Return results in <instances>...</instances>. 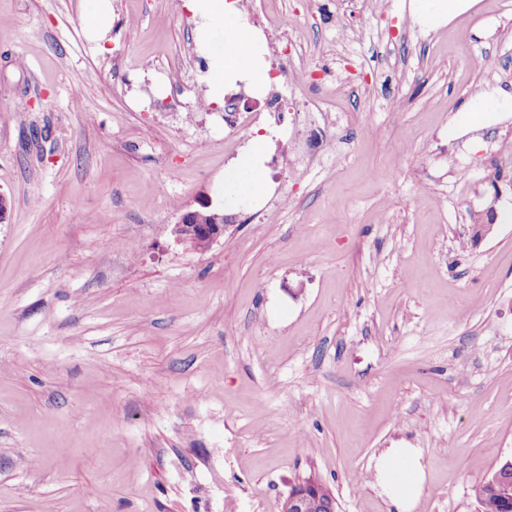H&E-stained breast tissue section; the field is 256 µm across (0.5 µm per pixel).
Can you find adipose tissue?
<instances>
[{
  "label": "adipose tissue",
  "mask_w": 512,
  "mask_h": 512,
  "mask_svg": "<svg viewBox=\"0 0 512 512\" xmlns=\"http://www.w3.org/2000/svg\"><path fill=\"white\" fill-rule=\"evenodd\" d=\"M478 0H407L409 16L421 28L436 30L470 12ZM197 51L207 67L208 95L221 101L227 89L244 83L247 90L261 92L268 82L256 35L242 22L233 0H189ZM223 26L224 40L216 42L213 32ZM264 150L255 140L250 150L224 173V189L233 199L259 195L264 184L258 158ZM376 484L397 512H414L423 492L425 471L417 448H389L376 460Z\"/></svg>",
  "instance_id": "adipose-tissue-1"
}]
</instances>
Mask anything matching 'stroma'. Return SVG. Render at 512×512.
<instances>
[{
    "instance_id": "stroma-1",
    "label": "stroma",
    "mask_w": 512,
    "mask_h": 512,
    "mask_svg": "<svg viewBox=\"0 0 512 512\" xmlns=\"http://www.w3.org/2000/svg\"><path fill=\"white\" fill-rule=\"evenodd\" d=\"M276 2L317 84L288 88L267 38L240 105L329 112L337 147L285 171L321 130L248 128L265 185L229 207L219 113L149 106L206 94L186 5L112 0L100 45L91 0H0V512H279L312 472L336 512H395L388 448L423 453L415 512H477L512 457V112L458 121L512 93V12L426 31L402 0ZM204 203L223 238L175 243ZM84 26L97 43L103 41L112 26L111 0H94L92 9L84 17ZM465 120L486 112H512V95L499 88L487 87L473 93L468 102L458 111Z\"/></svg>"
}]
</instances>
